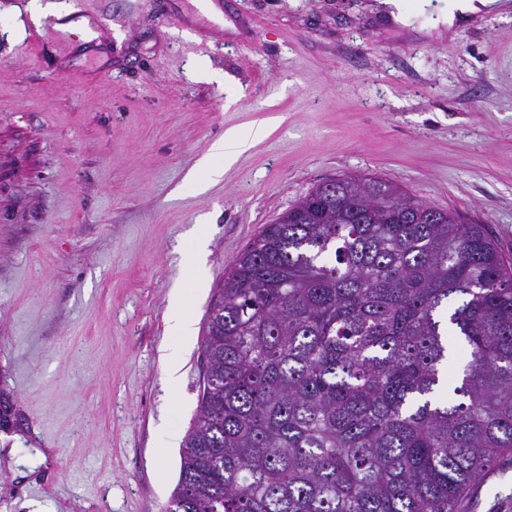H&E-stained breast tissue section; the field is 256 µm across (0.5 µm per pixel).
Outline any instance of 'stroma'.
Returning <instances> with one entry per match:
<instances>
[{
    "instance_id": "1",
    "label": "stroma",
    "mask_w": 512,
    "mask_h": 512,
    "mask_svg": "<svg viewBox=\"0 0 512 512\" xmlns=\"http://www.w3.org/2000/svg\"><path fill=\"white\" fill-rule=\"evenodd\" d=\"M28 2L0 0V438L38 474L0 454V512H161L211 300L317 184L388 179L512 260V13L451 32L445 0H405L407 27L376 0H215L218 22L195 0ZM261 123L222 177L196 176ZM469 512H512V454ZM269 133V130L265 126L256 127L251 137L249 138H238L236 135L227 132L224 135V139L216 142L211 149V153L215 157H224L225 164H229L234 159L237 153H242L249 149L254 143L265 138Z\"/></svg>"
}]
</instances>
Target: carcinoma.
I'll list each match as a JSON object with an SVG mask.
<instances>
[{
	"mask_svg": "<svg viewBox=\"0 0 512 512\" xmlns=\"http://www.w3.org/2000/svg\"><path fill=\"white\" fill-rule=\"evenodd\" d=\"M202 355L162 512H462L512 453V262L382 177L318 184L266 225Z\"/></svg>",
	"mask_w": 512,
	"mask_h": 512,
	"instance_id": "1",
	"label": "carcinoma"
}]
</instances>
